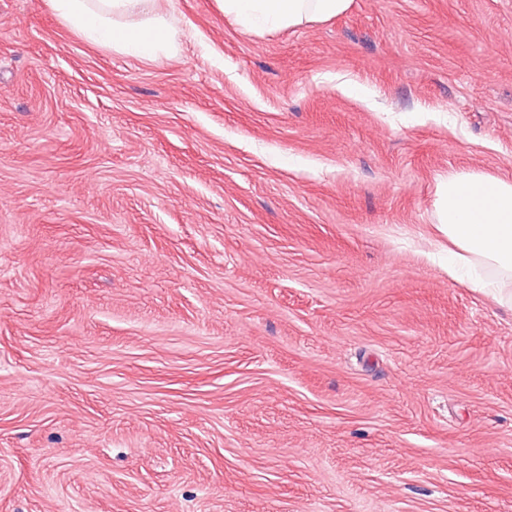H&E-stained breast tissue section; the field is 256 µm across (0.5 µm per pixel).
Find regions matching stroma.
<instances>
[{"mask_svg":"<svg viewBox=\"0 0 512 512\" xmlns=\"http://www.w3.org/2000/svg\"><path fill=\"white\" fill-rule=\"evenodd\" d=\"M137 59L0 0V512H512V306L448 172L512 179V0H217ZM225 17L244 30L290 29L345 13L352 0H219Z\"/></svg>","mask_w":512,"mask_h":512,"instance_id":"35a3bbf8","label":"stroma"}]
</instances>
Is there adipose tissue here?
Listing matches in <instances>:
<instances>
[{
    "label": "adipose tissue",
    "instance_id": "ef3b65f1",
    "mask_svg": "<svg viewBox=\"0 0 512 512\" xmlns=\"http://www.w3.org/2000/svg\"><path fill=\"white\" fill-rule=\"evenodd\" d=\"M154 0H50L73 31L128 56L171 54L177 31ZM240 28L290 29L345 13L352 0H219ZM434 210L448 237V270L472 273V285L512 298V180L481 171L452 173L436 190Z\"/></svg>",
    "mask_w": 512,
    "mask_h": 512
}]
</instances>
